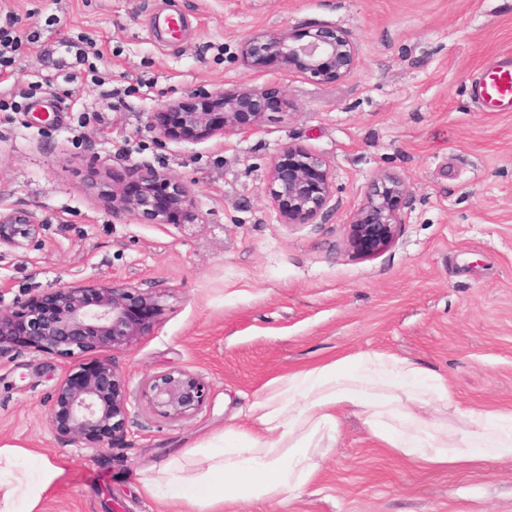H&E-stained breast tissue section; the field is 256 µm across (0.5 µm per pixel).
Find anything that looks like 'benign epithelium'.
Returning a JSON list of instances; mask_svg holds the SVG:
<instances>
[{"label": "benign epithelium", "instance_id": "7a95c632", "mask_svg": "<svg viewBox=\"0 0 512 512\" xmlns=\"http://www.w3.org/2000/svg\"><path fill=\"white\" fill-rule=\"evenodd\" d=\"M286 73L299 61L304 79L327 84L348 77L359 62L358 46L346 32L317 25L302 42L291 29L263 31L245 38L240 64L266 72L270 60ZM267 98L259 86L174 100L155 113L159 139L174 137L176 129L197 140L228 135L250 136L265 122ZM267 196L282 224H313L332 197L335 184L331 162L307 148L288 144L266 168ZM139 193L114 182L98 191L112 217H133L141 224H201L193 183L146 166L136 173ZM408 195L405 179L395 172L375 176L362 204L347 224L349 248L373 256L395 240L402 218L399 204ZM43 223L26 209L0 210V251L22 248L36 239ZM162 310L160 296L127 282H75L31 296L12 308L0 306V359L21 343L33 352L80 361L101 353L90 370L68 373L60 380L48 409V421L74 440H85L99 451L127 433L129 410L122 379L105 354L128 349L146 335ZM149 409L173 421L200 411L205 384L187 369H177L143 384Z\"/></svg>", "mask_w": 512, "mask_h": 512}]
</instances>
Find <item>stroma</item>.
I'll use <instances>...</instances> for the list:
<instances>
[{"instance_id":"stroma-1","label":"stroma","mask_w":512,"mask_h":512,"mask_svg":"<svg viewBox=\"0 0 512 512\" xmlns=\"http://www.w3.org/2000/svg\"><path fill=\"white\" fill-rule=\"evenodd\" d=\"M167 14L184 25L161 37L154 21ZM313 22L356 41L344 80L239 64L247 35ZM0 30L17 38L0 62V207L44 222L0 253V305L113 280L163 304L146 336L111 355L128 431L96 455L47 421L67 361L21 346L0 359V444L62 469L40 512H184L145 493L146 467L244 426L271 380L342 355L406 356L460 407L512 411V111L472 93L485 68L512 64V0H0ZM244 85L269 94L260 132L158 142L160 104ZM288 144L333 166L316 223H278L267 196L265 170ZM93 163L126 186L143 165L193 182L203 223L112 218L87 188ZM384 171L410 195L393 244L365 257L346 224ZM180 368L200 375L206 399L172 421L146 408L141 384ZM320 462L300 496L235 512H512V459L411 464L350 414Z\"/></svg>"}]
</instances>
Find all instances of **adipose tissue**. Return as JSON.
I'll use <instances>...</instances> for the list:
<instances>
[{"label":"adipose tissue","instance_id":"adipose-tissue-1","mask_svg":"<svg viewBox=\"0 0 512 512\" xmlns=\"http://www.w3.org/2000/svg\"><path fill=\"white\" fill-rule=\"evenodd\" d=\"M453 403L444 379L408 357L342 356L272 380L248 408V429L227 428L172 455L145 477L144 490L188 512L301 494L318 468L312 442L333 447L344 412L362 418L374 438L411 463L452 466L476 454L512 458V412L466 408L452 422L420 412ZM60 473L45 456L0 446V512H36Z\"/></svg>","mask_w":512,"mask_h":512}]
</instances>
